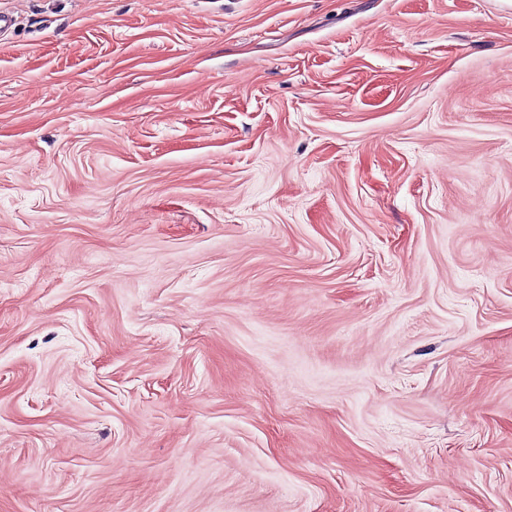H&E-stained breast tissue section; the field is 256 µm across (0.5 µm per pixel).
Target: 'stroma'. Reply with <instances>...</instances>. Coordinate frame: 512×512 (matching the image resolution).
<instances>
[{"label": "stroma", "instance_id": "35a3bbf8", "mask_svg": "<svg viewBox=\"0 0 512 512\" xmlns=\"http://www.w3.org/2000/svg\"><path fill=\"white\" fill-rule=\"evenodd\" d=\"M0 10V512H512V0Z\"/></svg>", "mask_w": 512, "mask_h": 512}]
</instances>
